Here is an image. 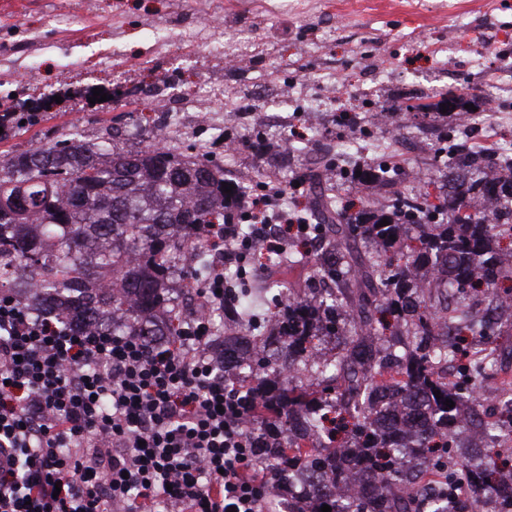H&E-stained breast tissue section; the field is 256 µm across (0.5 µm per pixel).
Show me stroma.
Listing matches in <instances>:
<instances>
[{"label": "stroma", "instance_id": "35a3bbf8", "mask_svg": "<svg viewBox=\"0 0 512 512\" xmlns=\"http://www.w3.org/2000/svg\"><path fill=\"white\" fill-rule=\"evenodd\" d=\"M463 82L501 106L472 137L511 144L512 0H0V94L54 101L37 124L0 137V161L72 128L90 139L116 128L125 147L153 143L133 93L162 85L172 104L206 90L240 106L208 127L182 113L165 147L206 150L248 187L260 176L296 184L300 167L338 140L350 142V159H369L371 143L393 133L371 125L375 111ZM328 83L339 90L329 101ZM97 88L108 99L93 105ZM316 103L321 112L308 113ZM294 133L305 154L282 153ZM305 193L297 186L296 198Z\"/></svg>", "mask_w": 512, "mask_h": 512}]
</instances>
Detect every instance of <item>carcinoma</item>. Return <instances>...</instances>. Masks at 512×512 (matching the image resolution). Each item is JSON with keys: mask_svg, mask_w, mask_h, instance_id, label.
Wrapping results in <instances>:
<instances>
[{"mask_svg": "<svg viewBox=\"0 0 512 512\" xmlns=\"http://www.w3.org/2000/svg\"><path fill=\"white\" fill-rule=\"evenodd\" d=\"M478 99L462 83L437 100L405 106L427 118ZM447 158L438 195L428 189L399 191L403 172L380 158L350 170L354 181L387 190L390 201L356 213L339 204L336 161L310 163L313 197L292 209L322 251L304 288L292 291L287 275L307 263L304 244L288 240L283 251L263 256L267 273L235 279L232 293L240 325L252 335L242 376L266 386L254 405L250 428L285 421L286 435L267 450L287 457L288 482L321 512H483L486 494L500 486L503 461L487 448L479 465L458 435L474 424L463 416L469 391L448 384L438 367L453 360L464 368L466 336H490L486 313L468 302L494 296L512 278L503 259L500 221L512 225V158L499 160L467 136L437 138L415 159L422 169ZM361 176H356V171ZM224 166L204 155L179 156L153 144L124 149L114 138L88 141L78 131L0 162V288L42 313H64L70 324L132 331L146 341L177 336L182 316L167 308L169 280L181 274L185 243L191 277H204L208 247L203 224L224 223ZM389 225H380L381 220ZM331 283L321 294L314 281ZM224 337V362L242 354L243 337ZM336 340V353L316 361L314 340ZM440 391L435 397L434 391ZM455 403L452 408L446 400ZM311 431L312 449L297 430ZM411 432L408 447L432 467L455 460L465 494L456 504L414 493L418 474L395 444L396 431ZM354 480L355 499L326 488Z\"/></svg>", "mask_w": 512, "mask_h": 512, "instance_id": "obj_1", "label": "carcinoma"}]
</instances>
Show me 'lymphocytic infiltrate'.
I'll return each mask as SVG.
<instances>
[{"instance_id":"1","label":"lymphocytic infiltrate","mask_w":512,"mask_h":512,"mask_svg":"<svg viewBox=\"0 0 512 512\" xmlns=\"http://www.w3.org/2000/svg\"><path fill=\"white\" fill-rule=\"evenodd\" d=\"M288 195L269 181L200 236L216 263L174 341L78 329L0 295V512H275L264 433L245 422L262 388L224 376L209 313L233 308L224 262L245 264L238 225Z\"/></svg>"}]
</instances>
